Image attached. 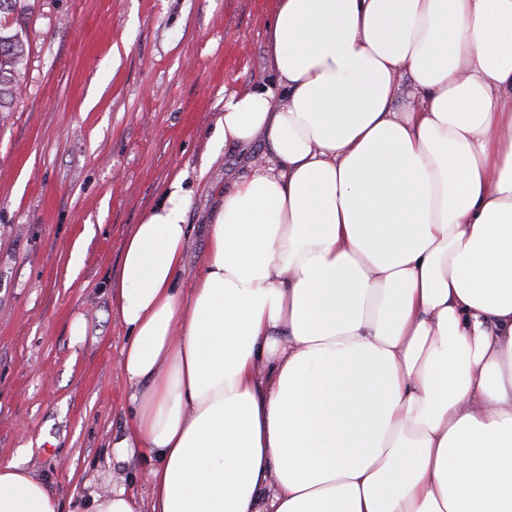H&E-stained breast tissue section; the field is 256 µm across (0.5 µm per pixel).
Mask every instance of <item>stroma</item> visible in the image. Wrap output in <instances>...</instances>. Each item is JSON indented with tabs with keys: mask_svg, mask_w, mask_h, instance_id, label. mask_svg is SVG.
Returning a JSON list of instances; mask_svg holds the SVG:
<instances>
[{
	"mask_svg": "<svg viewBox=\"0 0 512 512\" xmlns=\"http://www.w3.org/2000/svg\"><path fill=\"white\" fill-rule=\"evenodd\" d=\"M271 19L272 0H18L6 17L27 64L0 105V456L60 499L118 476L149 496L140 458L114 461L107 446L129 421L108 280L179 170L189 286L217 192L264 154L258 143L208 158L225 92L275 80Z\"/></svg>",
	"mask_w": 512,
	"mask_h": 512,
	"instance_id": "stroma-1",
	"label": "stroma"
}]
</instances>
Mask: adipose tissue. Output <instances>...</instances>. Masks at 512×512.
<instances>
[{"instance_id": "adipose-tissue-1", "label": "adipose tissue", "mask_w": 512, "mask_h": 512, "mask_svg": "<svg viewBox=\"0 0 512 512\" xmlns=\"http://www.w3.org/2000/svg\"><path fill=\"white\" fill-rule=\"evenodd\" d=\"M267 38L190 288L179 174L111 279L148 508L0 458V512H512V0H274Z\"/></svg>"}]
</instances>
